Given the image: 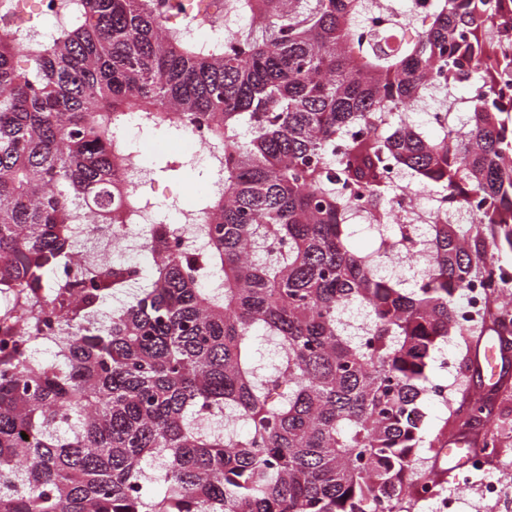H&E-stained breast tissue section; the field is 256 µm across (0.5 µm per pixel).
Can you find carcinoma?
<instances>
[{
	"instance_id": "cac0c4a2",
	"label": "carcinoma",
	"mask_w": 512,
	"mask_h": 512,
	"mask_svg": "<svg viewBox=\"0 0 512 512\" xmlns=\"http://www.w3.org/2000/svg\"><path fill=\"white\" fill-rule=\"evenodd\" d=\"M61 10L56 40L27 58L0 38V512H411L438 485L418 467L438 342L512 336L495 316L512 303L497 257L512 252V0H432L396 43L366 28L367 0ZM463 83L476 89L460 125L407 122ZM133 117L151 133L207 128L191 248L125 179L142 161L116 131ZM193 163L160 151L156 170ZM404 172L439 187L410 288L379 274L418 245L398 216ZM357 216L392 228L371 253L350 248ZM88 224L153 254V275L80 262ZM473 282L494 305L464 325ZM492 406L477 399L458 424L484 427L472 446L487 460Z\"/></svg>"
}]
</instances>
